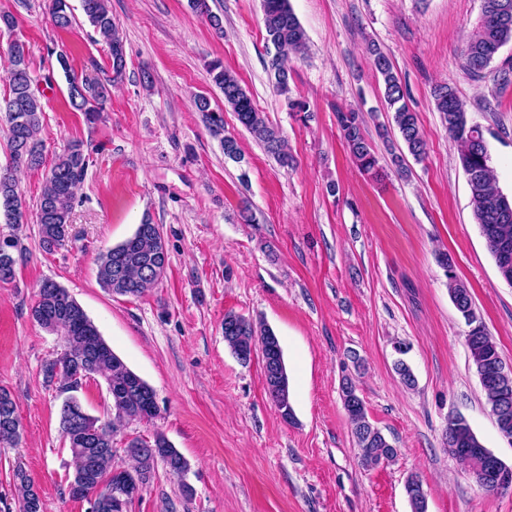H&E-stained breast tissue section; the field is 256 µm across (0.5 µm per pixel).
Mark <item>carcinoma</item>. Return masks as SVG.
Wrapping results in <instances>:
<instances>
[{
	"mask_svg": "<svg viewBox=\"0 0 512 512\" xmlns=\"http://www.w3.org/2000/svg\"><path fill=\"white\" fill-rule=\"evenodd\" d=\"M505 2L512 6V0H482L479 25L459 47L466 69L476 77L484 73L503 46L512 42V23L502 20ZM191 5L195 12L206 17L214 30L222 29L221 18L210 11L207 0H191ZM82 9L89 24L109 47L111 75L102 80L80 77L62 53L57 55V63L66 77L68 107L82 113L87 123L94 124L111 96L112 82L123 77L126 61L123 39L112 19L110 0H82ZM48 11L56 28L63 30L71 26L73 14L67 0H48ZM263 24L267 70L276 89L286 93L290 78L288 62L291 57L305 52L307 37L289 0H263ZM7 55L10 61L6 77L8 93L3 102L11 165L0 169V217L6 224L19 225L25 223L27 205L14 171L21 167L39 170L45 165L46 144L40 138L44 104L30 75L24 43L10 40ZM371 55L374 68L383 80L385 100L394 109L393 120L404 145L402 150L395 146L390 148V163L405 172L404 154L421 161L427 154V143L390 61L377 48L371 49ZM209 73L223 91L224 104L235 113L238 122L280 165L289 166L292 156L281 131L257 108L238 78L224 69L219 60L210 63ZM433 98L466 175L474 220L499 275L504 281L512 282V199L497 184L483 132L469 122L466 104L447 84L435 86ZM336 122L358 169L368 175L378 174L379 159L366 134L362 115L338 108ZM90 153L91 144L73 141L55 156L45 174L36 221L41 247L47 253L67 237L75 191L85 180ZM24 251L16 236L0 237V284L14 280L16 265ZM437 262L447 279L450 300L470 327L466 339L469 357L497 428L511 434L512 392L506 399L500 396L497 377L503 359L497 345L477 316L469 290L454 271L452 258L440 252ZM150 263L156 264L152 275L146 271ZM167 265L168 249L160 225L139 224L131 237L98 254L97 277L106 291L137 298L162 279ZM31 317L41 328L60 336L63 343L62 352L43 364L42 373L47 386L72 401V405L60 412V429L69 443L71 456L72 475L67 478L69 497L88 501L90 512H124L137 495L153 483L161 463L170 475L180 479L182 496L190 498L193 489L184 480L189 463L160 431L148 439L136 436L128 440L123 452L129 465L115 466L114 436L132 422L153 420L159 414V407L154 402L153 388L112 350L84 309L65 288L46 280L39 286ZM224 341L244 363L249 362L255 352H261L266 392L281 416L293 419L288 373L274 331L262 322L228 312L224 314ZM96 375L104 378L111 389V417L105 420L89 414L76 396L83 383ZM357 391L353 378L342 379L343 403L359 450V461L363 468L371 470L394 460L398 449L370 422L364 403L352 402V395ZM20 437L16 402L8 390L0 387V445L14 446ZM447 444L450 448L463 449L455 456L458 465L471 477L478 476L485 446L464 417L448 422ZM87 448H94L96 452L88 457ZM133 479L138 481V486L127 487L121 499L106 494L109 486ZM13 488L20 512H42L35 482L19 465L13 470Z\"/></svg>",
	"mask_w": 512,
	"mask_h": 512,
	"instance_id": "obj_1",
	"label": "carcinoma"
}]
</instances>
